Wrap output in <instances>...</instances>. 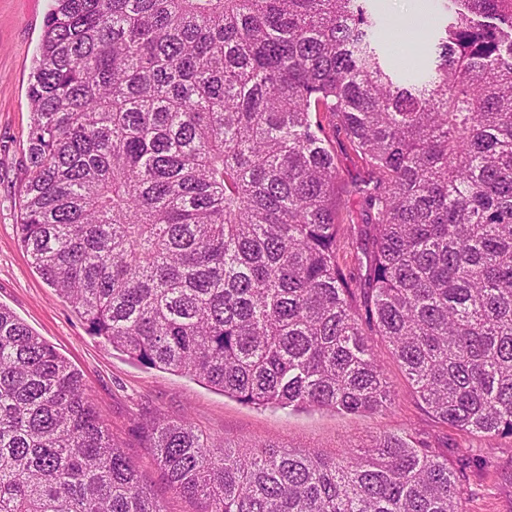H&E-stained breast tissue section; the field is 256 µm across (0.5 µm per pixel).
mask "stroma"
Masks as SVG:
<instances>
[{
    "label": "stroma",
    "mask_w": 512,
    "mask_h": 512,
    "mask_svg": "<svg viewBox=\"0 0 512 512\" xmlns=\"http://www.w3.org/2000/svg\"><path fill=\"white\" fill-rule=\"evenodd\" d=\"M51 0H0V304L12 310L82 375L112 434L138 468L165 512H195L172 491L154 449L137 441V420L157 414L190 418L196 429L226 443H267L335 453L383 433L423 432L453 463L467 466L464 512H512V437L485 438L436 423L412 397L385 346L394 407L379 414L330 410L295 412L240 403L191 378L142 367L91 336L71 306L34 269L16 235L19 191L32 122L28 86Z\"/></svg>",
    "instance_id": "35a3bbf8"
}]
</instances>
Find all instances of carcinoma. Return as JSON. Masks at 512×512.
Listing matches in <instances>:
<instances>
[{
  "mask_svg": "<svg viewBox=\"0 0 512 512\" xmlns=\"http://www.w3.org/2000/svg\"><path fill=\"white\" fill-rule=\"evenodd\" d=\"M370 0H53L22 247L91 334L252 405L512 437V0H444L390 71ZM371 171L347 222L330 134ZM355 244L343 265L338 242ZM198 512H461L422 433L330 456L143 427ZM0 512H165L80 372L0 306Z\"/></svg>",
  "mask_w": 512,
  "mask_h": 512,
  "instance_id": "cac0c4a2",
  "label": "carcinoma"
}]
</instances>
